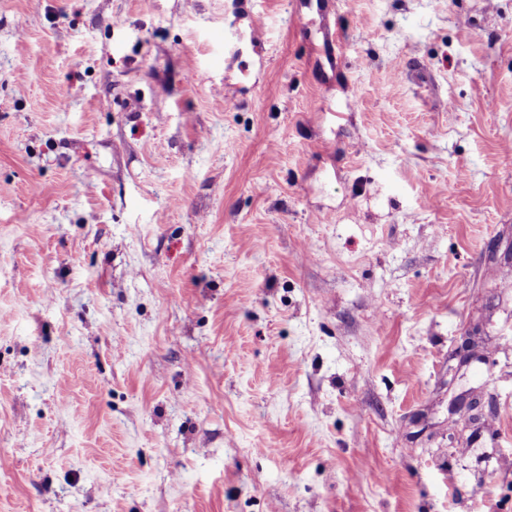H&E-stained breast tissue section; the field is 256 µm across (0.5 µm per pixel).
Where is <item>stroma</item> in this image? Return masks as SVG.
Instances as JSON below:
<instances>
[{"label":"stroma","instance_id":"1","mask_svg":"<svg viewBox=\"0 0 512 512\" xmlns=\"http://www.w3.org/2000/svg\"><path fill=\"white\" fill-rule=\"evenodd\" d=\"M255 9L0 0V512H512V0ZM478 339V336H474V334L470 333L465 336H461L460 343L451 356L452 360H457V365L455 367L450 366L448 368V371H454L453 377L456 376L461 368L468 366L473 361L485 360V356L480 353ZM464 411L468 421L477 419L482 415V403L478 394L472 392H461L452 401L450 406L451 414Z\"/></svg>","mask_w":512,"mask_h":512}]
</instances>
